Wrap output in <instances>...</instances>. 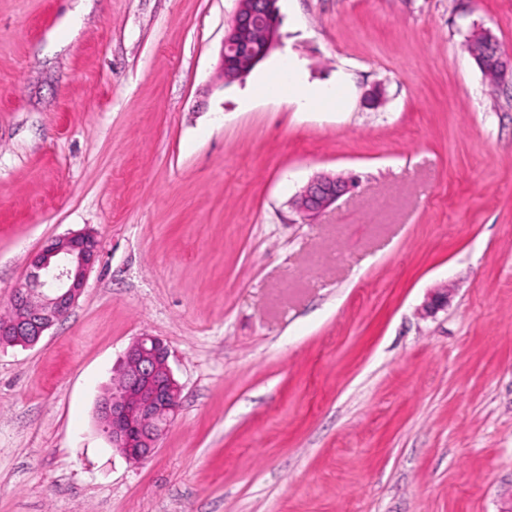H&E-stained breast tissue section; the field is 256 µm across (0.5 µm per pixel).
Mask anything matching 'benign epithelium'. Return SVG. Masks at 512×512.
I'll return each instance as SVG.
<instances>
[{"label":"benign epithelium","instance_id":"1","mask_svg":"<svg viewBox=\"0 0 512 512\" xmlns=\"http://www.w3.org/2000/svg\"><path fill=\"white\" fill-rule=\"evenodd\" d=\"M278 0H236L224 29L222 77L230 85L250 71L280 44ZM472 40L485 52L475 57L480 69H494L498 80L512 72V55L505 54L487 31ZM352 187L348 177L320 174L292 200L295 211L312 216L336 203ZM99 241L90 232L53 238L33 256L26 280L15 288L1 336L15 337L23 347L35 345L44 333L65 319L80 297L89 271L99 256ZM170 350L157 336L136 337L125 351L119 377L97 406V416L112 445L132 464L152 456L178 414L181 386L169 364Z\"/></svg>","mask_w":512,"mask_h":512}]
</instances>
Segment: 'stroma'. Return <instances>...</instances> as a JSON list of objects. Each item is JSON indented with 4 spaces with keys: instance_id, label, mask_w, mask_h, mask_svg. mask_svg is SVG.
Masks as SVG:
<instances>
[{
    "instance_id": "obj_1",
    "label": "stroma",
    "mask_w": 512,
    "mask_h": 512,
    "mask_svg": "<svg viewBox=\"0 0 512 512\" xmlns=\"http://www.w3.org/2000/svg\"><path fill=\"white\" fill-rule=\"evenodd\" d=\"M278 5L227 86L234 0H0V314L49 239L100 241L68 317L0 347V512L512 505V81L467 49L512 53V0ZM284 66L344 107L251 96ZM319 173L358 184L302 218ZM142 334L182 403L133 466L96 406ZM472 41L479 42L483 45L485 52H482L481 47L478 44L473 43V54L477 53L483 55L474 56L477 65L481 70H485L489 65L494 71L488 67V69L484 72L491 80V84L495 85L493 81L497 82L496 75L498 77V81L502 82L506 73L510 71L512 76V55H506L497 41V39L487 31H473L471 35ZM496 75H495V73Z\"/></svg>"
}]
</instances>
